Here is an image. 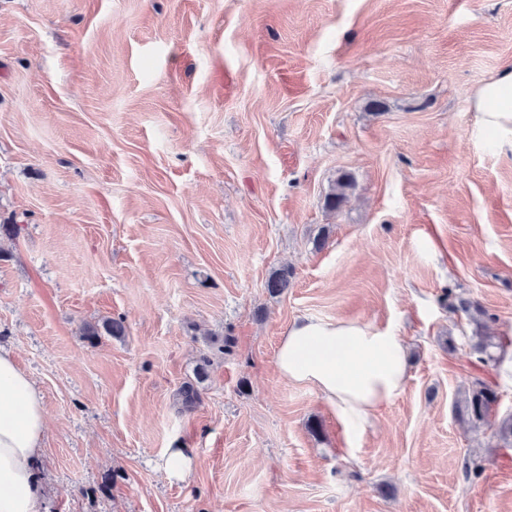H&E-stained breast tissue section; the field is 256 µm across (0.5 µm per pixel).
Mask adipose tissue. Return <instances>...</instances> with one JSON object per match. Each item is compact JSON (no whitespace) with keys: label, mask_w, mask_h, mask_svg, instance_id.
<instances>
[{"label":"adipose tissue","mask_w":512,"mask_h":512,"mask_svg":"<svg viewBox=\"0 0 512 512\" xmlns=\"http://www.w3.org/2000/svg\"><path fill=\"white\" fill-rule=\"evenodd\" d=\"M472 107L479 129L511 144L512 70L478 88ZM276 364L289 380L314 388L358 431L378 407L404 392L409 377L398 336L349 320L295 323L280 342ZM45 428L39 392L0 352V512H35L41 482L34 459Z\"/></svg>","instance_id":"adipose-tissue-1"}]
</instances>
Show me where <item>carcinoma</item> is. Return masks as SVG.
<instances>
[{"instance_id":"1","label":"carcinoma","mask_w":512,"mask_h":512,"mask_svg":"<svg viewBox=\"0 0 512 512\" xmlns=\"http://www.w3.org/2000/svg\"><path fill=\"white\" fill-rule=\"evenodd\" d=\"M351 187V178L344 174L337 179L334 189L325 197V207L333 212L338 211L346 198V190ZM293 277L292 269L282 267L271 275L267 289L272 294H280L289 288ZM110 336H122L126 328L119 319L105 320L102 325L87 326L85 332L89 336H98L100 332ZM496 388L481 378H476L454 404L455 416L465 421L473 429L488 427L494 429V437L504 448L512 447V415L493 423V408L498 403Z\"/></svg>"}]
</instances>
